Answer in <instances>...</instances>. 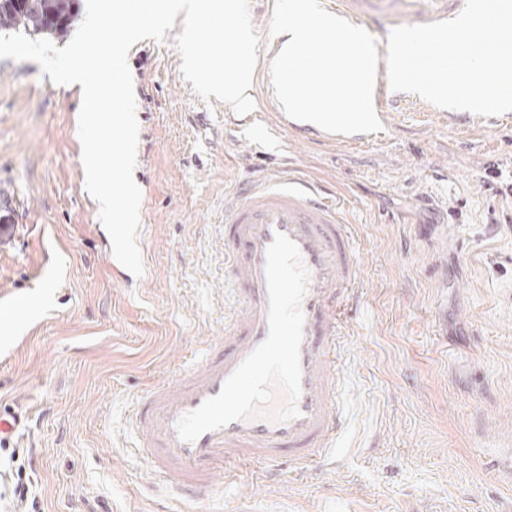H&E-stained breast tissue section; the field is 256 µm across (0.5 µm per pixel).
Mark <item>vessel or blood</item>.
<instances>
[{
  "label": "vessel or blood",
  "instance_id": "1",
  "mask_svg": "<svg viewBox=\"0 0 512 512\" xmlns=\"http://www.w3.org/2000/svg\"><path fill=\"white\" fill-rule=\"evenodd\" d=\"M369 2L375 13L399 26L452 19L466 0H434L436 7L429 14L419 10L420 0ZM241 195V201L224 211V264L241 307L226 336L171 383L150 388L133 414L150 467L169 478L172 498L184 501L220 494L216 467L221 461L261 464L266 480L336 463L331 450L343 423L338 348L353 288L360 280L342 204L328 188L295 173L274 174L243 187ZM279 233L296 243L309 271L299 414L284 422L254 416L184 442L176 429L179 418L218 395L267 336L266 252Z\"/></svg>",
  "mask_w": 512,
  "mask_h": 512
}]
</instances>
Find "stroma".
I'll return each mask as SVG.
<instances>
[{
	"label": "stroma",
	"instance_id": "stroma-1",
	"mask_svg": "<svg viewBox=\"0 0 512 512\" xmlns=\"http://www.w3.org/2000/svg\"><path fill=\"white\" fill-rule=\"evenodd\" d=\"M261 35V126L204 102L175 37L128 55L144 272L114 269L83 180L79 87L0 59V436L33 460L39 512H180L130 426L135 402L224 334L240 298L224 273L238 183L290 166L344 201L362 276L344 351L336 468L260 481L240 467L195 512H512V112L485 119L412 93L378 133L283 127Z\"/></svg>",
	"mask_w": 512,
	"mask_h": 512
}]
</instances>
